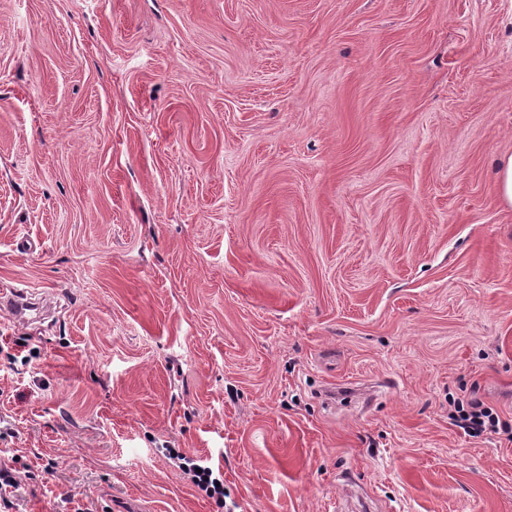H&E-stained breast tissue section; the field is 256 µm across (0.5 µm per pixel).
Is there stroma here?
<instances>
[{
  "label": "stroma",
  "mask_w": 512,
  "mask_h": 512,
  "mask_svg": "<svg viewBox=\"0 0 512 512\" xmlns=\"http://www.w3.org/2000/svg\"><path fill=\"white\" fill-rule=\"evenodd\" d=\"M508 153L512 0H0L9 512H512ZM499 200L506 210H512V154L499 156L495 162ZM25 290H16L15 294L6 300H2L1 307L7 308L12 312L14 319L22 322H29L41 316V307L39 303L24 302L21 303L17 299H24L27 297ZM25 311H35V316L26 317ZM449 407L448 419L451 424L472 436L498 433V414L481 400L473 397L453 399L449 402ZM177 459L185 461V463H180L179 467L184 470H188L193 472V479L195 484L208 496H224V484L218 478H213V470L209 466H201L198 464L191 463L190 458L185 456H178ZM191 463V466L187 464ZM198 469H201V473H198Z\"/></svg>",
  "instance_id": "35a3bbf8"
}]
</instances>
